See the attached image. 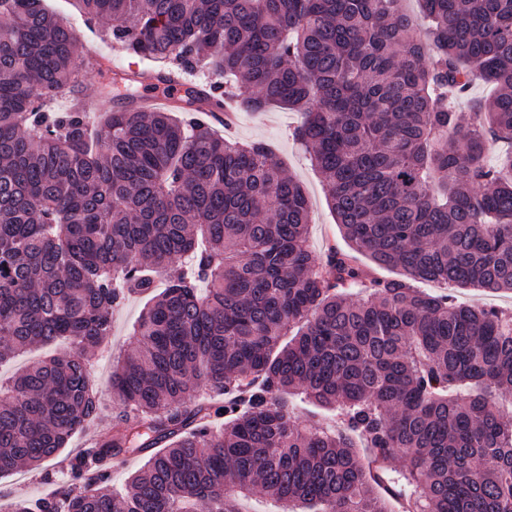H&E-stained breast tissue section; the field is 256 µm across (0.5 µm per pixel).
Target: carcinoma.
<instances>
[{"instance_id":"obj_1","label":"carcinoma","mask_w":512,"mask_h":512,"mask_svg":"<svg viewBox=\"0 0 512 512\" xmlns=\"http://www.w3.org/2000/svg\"><path fill=\"white\" fill-rule=\"evenodd\" d=\"M77 0L158 74L203 71L216 105L277 107L322 175L351 250L307 245L302 185L262 141L185 116L57 110L78 32L44 0H0V364L68 347L0 383V477L57 457L112 398L123 426L69 480L11 512H512V312L413 286L512 291V0ZM496 87L469 112L473 83ZM134 99L116 73L106 98ZM183 265H178L179 261ZM165 286L104 392L82 354L112 309ZM336 413L296 419L287 396ZM145 456L125 493L116 457ZM402 467L390 474L389 460ZM242 512H292L294 510L287 503H277L262 494H255L241 503Z\"/></svg>"}]
</instances>
